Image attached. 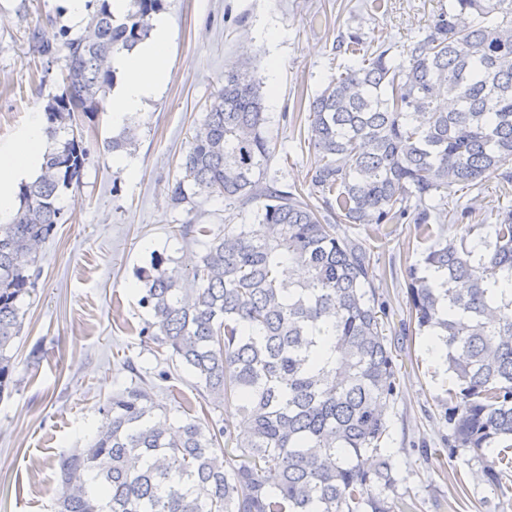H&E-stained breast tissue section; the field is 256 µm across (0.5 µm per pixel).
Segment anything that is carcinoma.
Instances as JSON below:
<instances>
[{"mask_svg":"<svg viewBox=\"0 0 512 512\" xmlns=\"http://www.w3.org/2000/svg\"><path fill=\"white\" fill-rule=\"evenodd\" d=\"M114 19L107 0L79 33L36 36L34 52L65 51L63 91L47 105L53 139L75 122L71 105L104 108L105 59L149 36L162 0H131ZM315 160L304 187L268 176L272 137L261 86L248 67L224 72L185 155L175 204L198 195L235 210L258 204L252 224H226L187 272L153 257L139 299L146 343L190 369L205 406L235 405L242 432L190 412L178 424L133 383L112 395L86 448L57 459L55 512H397V479L382 444L397 367L389 309L369 278L371 253L340 224H413L432 237L448 190L495 175L512 185V0H448L428 35L399 56L381 43L328 78L309 100ZM127 124L106 141L128 151ZM87 151L76 134L45 155L0 223V393L19 335L26 272L62 218L61 193L80 183ZM486 234L437 240L431 280L407 270V305L435 338L456 386L445 413L450 441L479 458L498 443L488 481L512 471V205ZM298 265L306 278L285 277Z\"/></svg>","mask_w":512,"mask_h":512,"instance_id":"carcinoma-1","label":"carcinoma"}]
</instances>
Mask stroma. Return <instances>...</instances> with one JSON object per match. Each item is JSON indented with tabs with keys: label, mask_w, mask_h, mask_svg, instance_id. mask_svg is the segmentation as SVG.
Listing matches in <instances>:
<instances>
[{
	"label": "stroma",
	"mask_w": 512,
	"mask_h": 512,
	"mask_svg": "<svg viewBox=\"0 0 512 512\" xmlns=\"http://www.w3.org/2000/svg\"><path fill=\"white\" fill-rule=\"evenodd\" d=\"M447 6L448 0H164L170 70L136 118V150L115 163L105 148L115 133L108 112L76 116L75 132L88 151L81 185L62 193V220L40 247V273L23 298V329L10 348L12 382L0 394V512H53L56 458L87 447L104 421L107 398L134 377L170 419L186 408L202 410L194 375L139 336L149 319L139 304V274L157 253L171 270L203 254L205 238L182 240L174 225L199 224L218 234L228 222L223 201L200 195L176 208L169 199L192 130L225 69L247 63L260 82L275 145L270 172L281 183L300 184L314 160L300 145L308 101L353 59L338 42L355 35L362 45L387 42L398 51L424 38ZM82 27L64 0H0V143L13 140L62 92L64 57L33 54V31ZM511 201L494 178L478 188L453 187L434 233L460 238L468 224L491 223ZM464 208L472 212L466 224L455 216ZM370 246L371 279L390 301L398 370L386 413L398 495L410 512H512V489L479 476L495 449L478 459L447 448L450 428L439 401L454 380L429 336L398 332L409 319L406 268L422 264L428 242L417 239L413 225L391 224ZM433 448L444 456H430Z\"/></svg>",
	"instance_id": "stroma-1"
}]
</instances>
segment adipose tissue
I'll return each instance as SVG.
<instances>
[{"mask_svg": "<svg viewBox=\"0 0 512 512\" xmlns=\"http://www.w3.org/2000/svg\"><path fill=\"white\" fill-rule=\"evenodd\" d=\"M170 33L165 19H157L150 36L132 49L113 56L115 79L111 89L112 126L122 129L133 116L145 112L168 75ZM44 118L34 113L9 143L0 145V222L12 218L21 182L38 175L44 154Z\"/></svg>", "mask_w": 512, "mask_h": 512, "instance_id": "1", "label": "adipose tissue"}]
</instances>
